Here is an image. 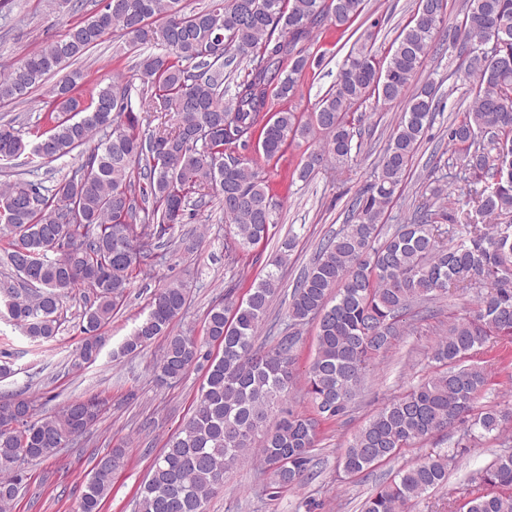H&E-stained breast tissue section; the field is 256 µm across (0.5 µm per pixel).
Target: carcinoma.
I'll list each match as a JSON object with an SVG mask.
<instances>
[{
	"mask_svg": "<svg viewBox=\"0 0 512 512\" xmlns=\"http://www.w3.org/2000/svg\"><path fill=\"white\" fill-rule=\"evenodd\" d=\"M183 0H103V6L0 72V103L27 98L65 65L81 59L104 37L119 33L131 44L150 41L162 52L140 59L139 111L128 88L97 82L83 89L75 70L48 90L45 124L23 138L0 124V158L24 152L50 164L79 151L81 161L52 188L18 177L0 186V238L7 240L10 278L35 288L23 295L9 285L6 316L33 341L59 329L63 299L83 288L92 301L82 313L74 366L89 367L105 345L102 328L125 297L133 272L148 264L160 240L181 222L192 196L213 191L234 226L242 250L268 237L277 204L264 171L246 156L251 143L270 162L296 139H321L298 177L351 167L356 112L375 103L404 104L381 164L353 198L348 223L321 243L317 257L288 301V325L276 344L255 346L288 261L282 243L265 275L241 302L224 299L206 315L205 340L173 334L172 322L187 291L172 282L159 289L146 316L119 353H135L156 337L166 346L156 365L161 384L181 381L209 360L192 415L169 438L149 467L139 512H206L214 490L237 466L257 457L279 493L303 485L313 468L319 427L349 415L364 390L369 362L385 352L429 303L451 291L477 288L476 310L457 319L435 344L432 360L443 370L391 398L358 429L340 456L348 476L448 430L467 425L468 440L492 437L507 446L512 411L476 409L488 369L470 362L498 336L512 337V0H464L460 55L472 81L468 108L448 125V142L460 151L461 176L472 207H448L444 185L415 207L395 232L379 237V224L405 180L411 160L436 111L438 89L414 81L434 49L444 0H417L387 62L377 59L373 35L344 58L336 83L308 119L283 107L266 118L270 97L288 102L312 60L306 44L325 21L348 28L364 0H211L185 10ZM288 70H283L284 61ZM246 64L234 94L224 99V67ZM173 112L170 128L141 131V112ZM106 131L104 138L95 135ZM317 325V346L306 373L315 414L285 408L294 380L295 328ZM222 355L210 358L206 345ZM103 404L74 400L50 415L35 400L0 401V512L18 493L17 467L54 455L95 423ZM124 452L113 448L93 467L77 512H101L112 474ZM453 455L439 451L400 468L364 503L363 512H404L448 480ZM463 504L448 512H512V453L471 477Z\"/></svg>",
	"mask_w": 512,
	"mask_h": 512,
	"instance_id": "1",
	"label": "carcinoma"
}]
</instances>
